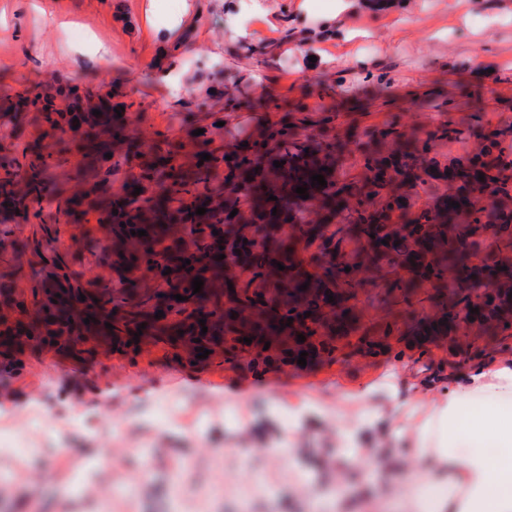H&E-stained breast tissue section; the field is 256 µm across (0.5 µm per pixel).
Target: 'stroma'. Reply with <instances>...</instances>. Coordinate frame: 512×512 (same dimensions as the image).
<instances>
[{
    "label": "stroma",
    "mask_w": 512,
    "mask_h": 512,
    "mask_svg": "<svg viewBox=\"0 0 512 512\" xmlns=\"http://www.w3.org/2000/svg\"><path fill=\"white\" fill-rule=\"evenodd\" d=\"M231 0H0V98L35 84L117 89L143 102L145 124L166 129L192 112V78L224 63L214 100L239 87L252 100L235 122L260 126L274 94L289 107L344 112L363 128L388 116L432 129L448 104L480 98L479 114L512 116V20L491 22L486 0H394L351 21L357 38L286 44L267 64L235 55ZM70 24L59 36L55 24ZM95 32L105 56L84 45ZM184 38L186 51L161 58ZM384 60L386 77L366 66ZM248 81H240V74ZM424 99L432 109H418ZM444 349L255 371L223 349L197 361L155 343L65 351L42 345L0 354V435L20 454L0 460V512H362L410 484L405 438L380 413L387 373L417 367L436 394ZM374 387L362 424L341 439L339 393ZM32 448H63L52 465ZM223 449L216 459L215 449ZM190 470H182V462Z\"/></svg>",
    "instance_id": "stroma-1"
}]
</instances>
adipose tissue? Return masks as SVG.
Returning <instances> with one entry per match:
<instances>
[{
    "mask_svg": "<svg viewBox=\"0 0 512 512\" xmlns=\"http://www.w3.org/2000/svg\"><path fill=\"white\" fill-rule=\"evenodd\" d=\"M368 0H334L310 8L301 35L306 42H326L347 27L351 15ZM450 393L430 399L428 381H414V392L392 390L385 414L401 425L420 416L410 443L418 460L416 482L429 480L442 492L425 503L414 486L394 492L410 502L411 512H512V356L481 360L455 376Z\"/></svg>",
    "mask_w": 512,
    "mask_h": 512,
    "instance_id": "obj_1",
    "label": "adipose tissue"
}]
</instances>
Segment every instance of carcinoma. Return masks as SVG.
Instances as JSON below:
<instances>
[{
  "mask_svg": "<svg viewBox=\"0 0 512 512\" xmlns=\"http://www.w3.org/2000/svg\"><path fill=\"white\" fill-rule=\"evenodd\" d=\"M110 97L99 88L65 96L33 86L0 105V217L10 219L0 222V242L9 246L0 249V300L26 313V297L16 286L29 275L44 342H63L84 325L132 342L155 307V289L168 288L185 301L165 324L149 327L151 335L172 342L180 334L198 336L234 358L244 351L236 337L271 343L288 335L289 322L316 337L310 345L315 362H330L346 348L387 354L390 336L411 334L404 317L412 307L427 317L425 333L448 337L454 354L462 343L448 324L447 307L468 303L471 282L485 278L486 287L504 292L477 334L512 333V324L500 318L502 308H512V159L495 158L500 143L512 138V124L481 123L478 100L470 101L471 117L450 109L424 134L394 116L358 133L335 112L290 111L274 101L256 133L239 128L225 139L214 120L197 123L204 133L183 139L131 124L129 110L141 116L143 104L123 102L117 114L109 111ZM248 104L243 93L224 96L223 122ZM32 124L39 134L30 137ZM465 135L475 138V151L441 163L436 146ZM203 153L210 159L201 160ZM349 161L354 175L346 173ZM315 174L327 184L312 185ZM133 185L142 192L132 194ZM298 186L309 198L296 193ZM199 207L207 212L196 214ZM176 224L189 227L193 251L176 237ZM238 224H251L254 232L241 234ZM74 226L84 227L85 235L59 249ZM133 230L146 235L133 236ZM95 231L121 243L96 254L99 265L121 272L105 300L76 270L87 234ZM221 253L225 258L216 259ZM227 261L235 272L224 277ZM144 266L151 275L142 279ZM196 277L203 286L195 294ZM75 289L85 296L79 312L65 305ZM330 295L334 319L323 311ZM362 295L373 315L342 310L344 301ZM198 298L211 306L204 334ZM108 304L127 309L123 327L106 328L112 314L99 310ZM24 335V320L0 323V344L19 346ZM294 359V349L282 344L274 358L249 364L286 366Z\"/></svg>",
  "mask_w": 512,
  "mask_h": 512,
  "instance_id": "1",
  "label": "carcinoma"
}]
</instances>
